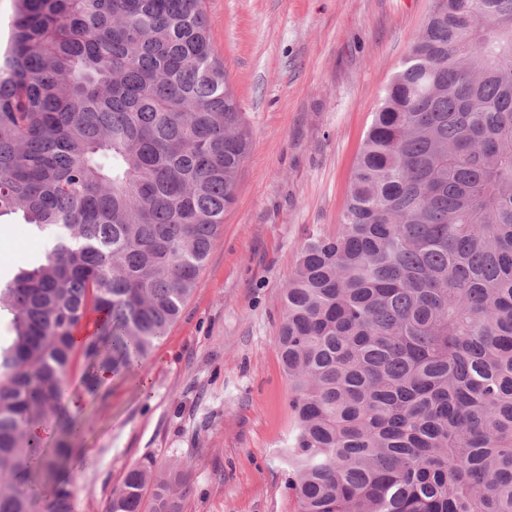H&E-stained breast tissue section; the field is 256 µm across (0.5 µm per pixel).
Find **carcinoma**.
Returning a JSON list of instances; mask_svg holds the SVG:
<instances>
[{
	"label": "carcinoma",
	"instance_id": "cac0c4a2",
	"mask_svg": "<svg viewBox=\"0 0 512 512\" xmlns=\"http://www.w3.org/2000/svg\"><path fill=\"white\" fill-rule=\"evenodd\" d=\"M249 146L203 0H15L0 218L49 246L0 285V512H33L68 460L69 434L44 453L27 429L77 356L93 393L166 336ZM282 303L297 512H512V0H432ZM178 487L146 457L109 512H180Z\"/></svg>",
	"mask_w": 512,
	"mask_h": 512
}]
</instances>
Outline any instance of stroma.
Returning a JSON list of instances; mask_svg holds the SVG:
<instances>
[{"label": "stroma", "mask_w": 512, "mask_h": 512, "mask_svg": "<svg viewBox=\"0 0 512 512\" xmlns=\"http://www.w3.org/2000/svg\"><path fill=\"white\" fill-rule=\"evenodd\" d=\"M211 44L251 146L236 199L179 319L139 378H115L79 409L67 469L77 512H107L143 456L187 476L181 512H296L279 450L294 423L276 338L303 246L335 234L383 90L431 0H206ZM46 241L0 218V280Z\"/></svg>", "instance_id": "35a3bbf8"}]
</instances>
